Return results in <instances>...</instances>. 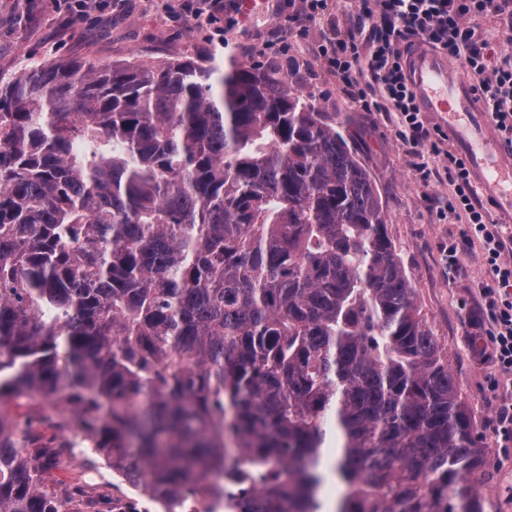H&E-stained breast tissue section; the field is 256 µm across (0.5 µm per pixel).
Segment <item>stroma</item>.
Instances as JSON below:
<instances>
[{"instance_id":"1","label":"stroma","mask_w":512,"mask_h":512,"mask_svg":"<svg viewBox=\"0 0 512 512\" xmlns=\"http://www.w3.org/2000/svg\"><path fill=\"white\" fill-rule=\"evenodd\" d=\"M177 0H112L103 10L71 19L61 0H0V75L15 77L38 65L77 61L105 65L132 58L168 61L213 58L251 64L297 82L319 111L346 117L385 204L387 230L400 255L417 303L438 337L463 398L479 426L487 450L479 491L486 512H512V447L492 429L500 403L491 383L500 373L475 345L474 320L480 316L479 288L486 280L479 248L462 268L449 274L443 250L461 227L438 220L448 198V177L416 182L412 156L395 136L387 113L354 108L337 88L320 53L336 31L329 16L289 33L284 11L260 5L250 23L217 37L213 29L190 26L172 13Z\"/></svg>"}]
</instances>
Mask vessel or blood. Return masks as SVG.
Segmentation results:
<instances>
[{"label": "vessel or blood", "mask_w": 512, "mask_h": 512, "mask_svg": "<svg viewBox=\"0 0 512 512\" xmlns=\"http://www.w3.org/2000/svg\"><path fill=\"white\" fill-rule=\"evenodd\" d=\"M447 56L427 48L409 55L408 73L422 111L428 112L491 199L493 213L512 212V146H506L470 82L452 73Z\"/></svg>", "instance_id": "obj_1"}]
</instances>
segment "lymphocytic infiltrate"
Segmentation results:
<instances>
[{
	"mask_svg": "<svg viewBox=\"0 0 512 512\" xmlns=\"http://www.w3.org/2000/svg\"><path fill=\"white\" fill-rule=\"evenodd\" d=\"M508 0H359L343 34L321 52L336 85L366 112H388L396 136L415 157L414 170L429 182L435 158L447 160L448 199L440 218L463 227L448 246L449 272H457L472 246L481 249L487 280L479 294L483 328L500 374L512 375V263L504 261L503 227L491 219L467 168L421 112L407 82L406 53L418 42L459 62L503 138L512 144V22L500 38L484 35L480 22L501 15Z\"/></svg>",
	"mask_w": 512,
	"mask_h": 512,
	"instance_id": "1",
	"label": "lymphocytic infiltrate"
}]
</instances>
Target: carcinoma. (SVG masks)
Listing matches in <instances>:
<instances>
[{
  "label": "carcinoma",
  "mask_w": 512,
  "mask_h": 512,
  "mask_svg": "<svg viewBox=\"0 0 512 512\" xmlns=\"http://www.w3.org/2000/svg\"><path fill=\"white\" fill-rule=\"evenodd\" d=\"M346 124L235 64L0 77V512H83L68 448L155 512H323L333 478L334 512H484ZM46 477L49 480H62L66 483H77L84 481L94 480L105 486L112 494V482H117L115 478H112V470L106 466L104 462L98 460L95 473L87 475L84 473L83 467L77 465V463L69 458V462L60 470H51Z\"/></svg>",
  "instance_id": "obj_1"
}]
</instances>
